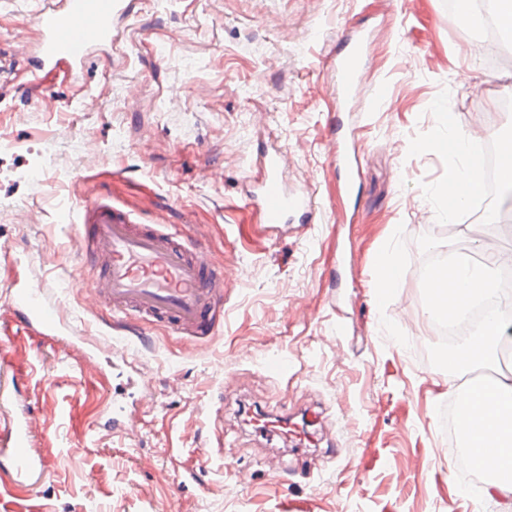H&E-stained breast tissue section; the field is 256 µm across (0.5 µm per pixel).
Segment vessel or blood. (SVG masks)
<instances>
[{
    "label": "vessel or blood",
    "mask_w": 512,
    "mask_h": 512,
    "mask_svg": "<svg viewBox=\"0 0 512 512\" xmlns=\"http://www.w3.org/2000/svg\"><path fill=\"white\" fill-rule=\"evenodd\" d=\"M126 10V0H42L32 14L39 31L30 56L32 73L47 74L63 66L74 73L82 71L97 52L111 49L115 24ZM370 42L369 34L355 33L336 56L338 109H348L357 91ZM333 163L344 192H352L356 157L348 139L337 138ZM286 164L284 153L266 155V173L248 200L268 234L282 224L309 221L316 207L311 190L288 189L281 178ZM66 221L75 230V247L82 258L77 281L87 310L111 309L124 332L160 323L179 336L214 338L224 320V283L235 277L236 270L211 259L203 229L180 238L167 225L135 223L104 196L84 200ZM9 309L20 329L80 348L82 368L101 371L100 345L77 333L40 281H15ZM152 401L146 384L133 400L113 399L109 428L133 431ZM318 418L317 412L309 411L297 422L288 414L263 411L255 423L266 443L307 448L313 443L310 428ZM38 447L28 403L22 395H14L11 411L0 419V476L32 486L41 482L47 463Z\"/></svg>",
    "instance_id": "1"
}]
</instances>
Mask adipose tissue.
<instances>
[{
	"label": "adipose tissue",
	"mask_w": 512,
	"mask_h": 512,
	"mask_svg": "<svg viewBox=\"0 0 512 512\" xmlns=\"http://www.w3.org/2000/svg\"><path fill=\"white\" fill-rule=\"evenodd\" d=\"M442 141L451 146L456 158L449 168L451 182L436 191L437 196L447 203L443 214L448 217L478 193L479 183L473 169L458 163L467 150L466 134L451 126ZM507 266H512V250L497 249L486 261L475 266L449 268V286L430 291L429 317L458 315L475 300L494 294L496 276ZM504 327L502 318L487 321L476 336L449 352V368L465 370L493 361ZM457 393L461 397V418L471 426L468 442L471 462L491 476L488 496L512 501V419L502 415L503 409L512 410V371L489 379L479 397H471L464 387L458 388Z\"/></svg>",
	"instance_id": "adipose-tissue-1"
}]
</instances>
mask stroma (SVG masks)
<instances>
[{
	"label": "stroma",
	"instance_id": "1",
	"mask_svg": "<svg viewBox=\"0 0 512 512\" xmlns=\"http://www.w3.org/2000/svg\"><path fill=\"white\" fill-rule=\"evenodd\" d=\"M111 58L82 79L61 70L29 88L25 47L37 0H0V357L31 407L50 475L0 479V512H504L488 477L438 455L441 409L464 372L420 358L430 333L424 255L474 253L459 217L430 200L448 154L418 145L443 123L492 120L512 55L488 66L448 0H127ZM372 45L349 111L336 109L330 60L352 33ZM353 129L359 174L340 194L330 161L337 125ZM288 154L289 189L311 188L312 223L262 235L246 195L261 158ZM108 196L139 224L207 232L210 255L238 269L210 343L154 324L129 337L155 403L139 430L104 413L126 380L81 371L76 353L19 329L14 280L38 277L73 325L112 347L109 310L85 313L71 286L75 245L62 213ZM22 252L10 265L11 250ZM354 263L337 268L336 254ZM393 254L400 276L376 286ZM270 355L288 373L267 372ZM240 388L225 391V372ZM318 406L333 448L265 450L244 406ZM224 417L216 444L214 418ZM252 471L238 483L233 472Z\"/></svg>",
	"mask_w": 512,
	"mask_h": 512
}]
</instances>
